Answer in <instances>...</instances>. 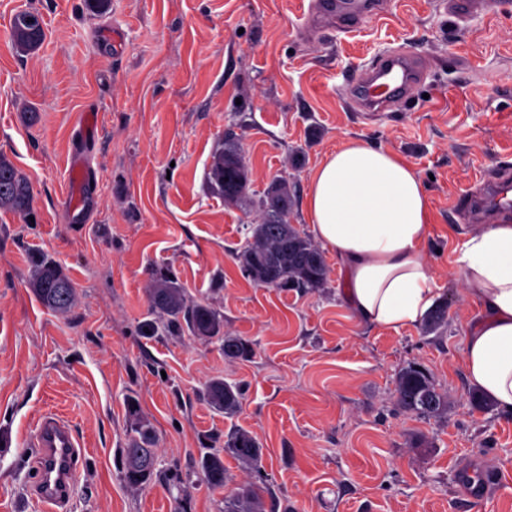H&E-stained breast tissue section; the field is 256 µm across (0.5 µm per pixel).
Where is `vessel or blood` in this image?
Instances as JSON below:
<instances>
[{
	"label": "vessel or blood",
	"instance_id": "vessel-or-blood-1",
	"mask_svg": "<svg viewBox=\"0 0 512 512\" xmlns=\"http://www.w3.org/2000/svg\"><path fill=\"white\" fill-rule=\"evenodd\" d=\"M448 7L464 20L500 9L501 0H449ZM386 8V0H312L309 17L320 27L346 32L375 21ZM421 70L422 62L413 53L401 49L388 51L372 62L362 78L352 83L348 97L361 110H386L408 96ZM69 177L70 204L82 208L87 171L75 165ZM462 208L470 219L512 211V177L505 175L485 183L480 194L464 198ZM32 445L38 450L40 495L51 504H61L70 492L79 456L80 443L71 424L53 414L42 416L33 432Z\"/></svg>",
	"mask_w": 512,
	"mask_h": 512
}]
</instances>
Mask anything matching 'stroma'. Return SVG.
I'll return each instance as SVG.
<instances>
[{"label": "stroma", "mask_w": 512, "mask_h": 512, "mask_svg": "<svg viewBox=\"0 0 512 512\" xmlns=\"http://www.w3.org/2000/svg\"><path fill=\"white\" fill-rule=\"evenodd\" d=\"M388 14L345 33L307 35L308 0H0V154L30 180L33 221L0 210V512H49L38 497L40 416L68 419L82 445L68 512H224L247 477L201 475L204 455L235 429L263 451L268 512H512V417L471 405L465 338L479 315L454 275L468 223L456 203L481 179L512 171V12L457 20L448 0H388ZM38 12L45 40L20 53L12 16ZM426 71L397 109L362 112L346 91L385 51ZM99 114L94 136L82 115ZM359 140L402 156L423 178L428 260L444 325L361 324L340 295L333 254L315 291L255 285L241 253L272 185L286 181L288 221L306 231L312 170ZM235 146L243 196L209 185L213 151ZM90 175L81 213L67 207L68 172ZM62 265L70 312L30 287L37 259ZM168 275L252 345L225 358L220 341L169 328L150 291ZM424 367L448 399L440 414L400 410L395 386ZM243 387L235 414L205 386ZM154 437L156 467L125 481L121 450ZM482 473L485 501L461 492Z\"/></svg>", "instance_id": "35a3bbf8"}]
</instances>
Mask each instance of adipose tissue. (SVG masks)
Segmentation results:
<instances>
[{
  "label": "adipose tissue",
  "mask_w": 512,
  "mask_h": 512,
  "mask_svg": "<svg viewBox=\"0 0 512 512\" xmlns=\"http://www.w3.org/2000/svg\"><path fill=\"white\" fill-rule=\"evenodd\" d=\"M304 217L311 236L335 254L344 301L358 320L384 330L421 321L435 299L429 206L405 159L347 141L312 170ZM456 275L482 307L464 366L472 385L512 415V224L473 225Z\"/></svg>",
  "instance_id": "1"
}]
</instances>
